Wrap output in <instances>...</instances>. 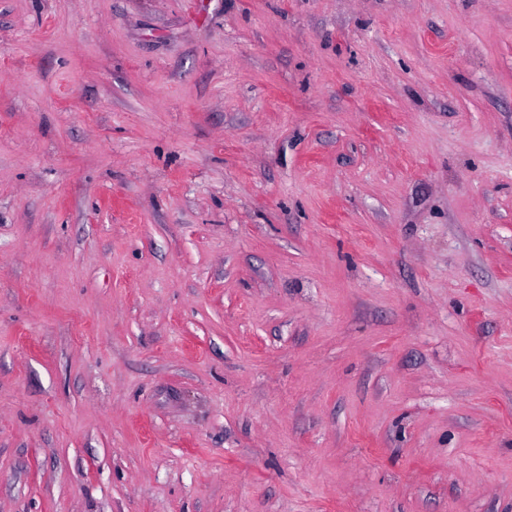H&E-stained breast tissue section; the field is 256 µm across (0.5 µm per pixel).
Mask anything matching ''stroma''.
Listing matches in <instances>:
<instances>
[{
	"mask_svg": "<svg viewBox=\"0 0 512 512\" xmlns=\"http://www.w3.org/2000/svg\"><path fill=\"white\" fill-rule=\"evenodd\" d=\"M0 512H512V0H0Z\"/></svg>",
	"mask_w": 512,
	"mask_h": 512,
	"instance_id": "35a3bbf8",
	"label": "stroma"
}]
</instances>
